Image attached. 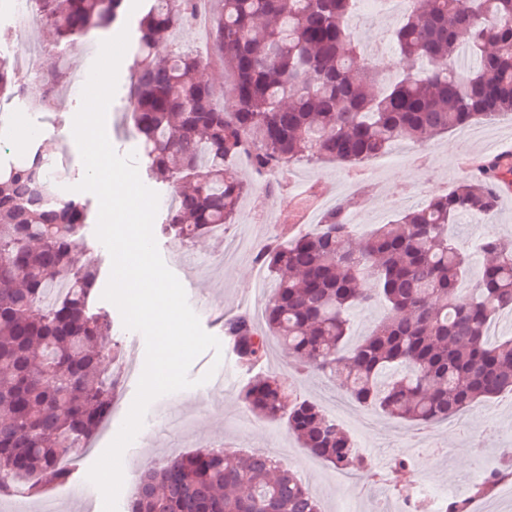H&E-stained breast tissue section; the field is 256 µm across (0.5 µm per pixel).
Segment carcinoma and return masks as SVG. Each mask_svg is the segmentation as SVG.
<instances>
[{"label": "carcinoma", "instance_id": "1", "mask_svg": "<svg viewBox=\"0 0 512 512\" xmlns=\"http://www.w3.org/2000/svg\"><path fill=\"white\" fill-rule=\"evenodd\" d=\"M126 110L147 177L172 188L160 231L181 244L236 223L243 199L266 190L265 175L299 161L358 165L397 143L423 144L512 112V0H410L383 38L397 76L385 84L363 62L353 18L360 0H219L211 17L218 62L230 73L229 102L195 73L202 60L175 33L197 0H147ZM43 41L69 57L95 30H108L124 0H34ZM19 71L0 56V99L18 92ZM0 159V497L41 494L70 479L58 463L87 446L112 411L106 366L122 345L101 341L113 322L97 307L100 270L71 263L89 212L65 193L66 165L39 138ZM248 161L252 181L228 170ZM469 165L451 191L406 208L360 237L338 198L315 226L282 224L257 262L272 277L263 324L249 313L224 319L237 362L262 361L275 339L297 372L341 376L365 410L428 428L480 402L512 393V338L493 340L491 322L512 311V242L483 238L491 256L465 288L469 261L450 227L464 215L492 216L512 184V154ZM387 312L349 344L350 311L378 299ZM241 405L283 421L311 456L371 474L352 437L315 402L275 375L248 382ZM492 469L472 498L504 478ZM127 512H321L301 479L264 452L206 448L139 473Z\"/></svg>", "mask_w": 512, "mask_h": 512}]
</instances>
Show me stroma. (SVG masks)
<instances>
[{
	"mask_svg": "<svg viewBox=\"0 0 512 512\" xmlns=\"http://www.w3.org/2000/svg\"><path fill=\"white\" fill-rule=\"evenodd\" d=\"M132 54H125L118 74L116 94L110 104L105 129L110 143L120 155L138 152L139 140L126 116L125 106L130 86ZM81 105V94L71 84H64L58 93V106L51 112H31L27 115V128L47 138L46 151L54 157H66L75 181H82L84 166L72 134L73 118ZM430 158L420 165L406 157L394 154L391 163L369 168L361 174H350L347 167L330 162H301L295 164L291 175L302 182H316L329 196L338 195L342 186H349L351 194L364 198L389 194L400 183L413 186L418 198L426 199L447 192L462 182L469 174L461 159L469 153L480 159L493 155L512 153V114L506 113L495 120L469 128L454 129L428 144ZM80 200L89 210L88 223L83 239L74 253L75 262H83L86 255H93L100 267L99 287H106L111 272V257L98 240L95 230L99 203L88 192L80 193ZM255 201L246 198L242 215L230 225L225 240H242L232 261H225L223 246L209 240L180 245L170 236L159 233L155 239L159 251L170 252L179 266L180 281L191 282L198 290V301L205 313L200 318L202 328L221 336L224 317L242 311V302L253 289V256L267 241L270 231L252 223L251 213ZM497 231L512 237V188L503 193L499 212L492 217H467L455 225L454 233L462 244L481 239L488 231ZM99 307L111 315L114 340L124 347V359L135 371L118 390L112 405L109 430L99 432L95 445L77 451L67 464L72 471L68 482L50 489L49 496L57 501V512H103L101 495L85 493L87 473L120 429L136 394L137 376L145 363V340L141 333L126 330L117 307L106 300H99ZM290 359L280 346H273L265 361L251 370L241 369L230 352L215 356L207 351L191 365L189 375L202 379L212 365L233 377L231 390L203 382L201 388H190L156 398L150 411H166L171 417L185 418L188 426L184 432L164 431L162 423L145 422L134 444L137 457H123L124 484L120 501H127L133 491L135 475L140 466L151 461L170 458L199 448H224L240 451H269L283 465L296 469L307 481L324 512H336L337 506L348 505L352 512H407V501L401 487L382 485L376 490H365L359 483H342L337 479L336 468L309 456L289 435L285 425L262 420L237 401V387L258 376L275 373L288 379L290 386L301 397L310 399L325 409L343 405V414L350 432L361 433L370 450L369 459L375 468L390 466L396 458H404L407 467L402 475L403 484L421 479L434 485L455 486L460 493H468L481 483L487 470L502 465V453L512 448V394L505 393L464 413L468 435L456 431L453 422H441L426 430L399 422L384 415L366 411L350 401L344 388L337 381L312 372L294 376L289 369ZM419 437L417 450L403 454L405 439ZM482 445L483 457L461 463L474 445Z\"/></svg>",
	"mask_w": 512,
	"mask_h": 512,
	"instance_id": "1",
	"label": "stroma"
}]
</instances>
